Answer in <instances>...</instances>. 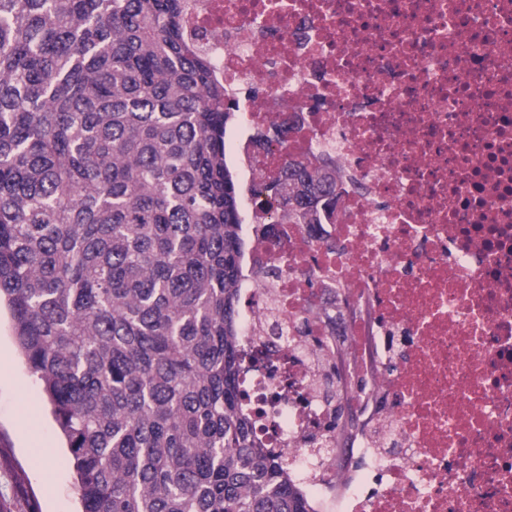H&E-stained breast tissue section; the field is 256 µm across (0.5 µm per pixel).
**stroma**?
<instances>
[{
    "label": "stroma",
    "instance_id": "stroma-1",
    "mask_svg": "<svg viewBox=\"0 0 512 512\" xmlns=\"http://www.w3.org/2000/svg\"><path fill=\"white\" fill-rule=\"evenodd\" d=\"M69 453L0 311V512H78Z\"/></svg>",
    "mask_w": 512,
    "mask_h": 512
}]
</instances>
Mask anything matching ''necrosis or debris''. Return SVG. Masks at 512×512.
<instances>
[{
	"mask_svg": "<svg viewBox=\"0 0 512 512\" xmlns=\"http://www.w3.org/2000/svg\"><path fill=\"white\" fill-rule=\"evenodd\" d=\"M182 30L240 114L262 445L312 512H512V0H184ZM290 159L335 172L328 223L259 195Z\"/></svg>",
	"mask_w": 512,
	"mask_h": 512,
	"instance_id": "1",
	"label": "necrosis or debris"
}]
</instances>
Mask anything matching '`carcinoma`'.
<instances>
[{
    "label": "carcinoma",
    "mask_w": 512,
    "mask_h": 512,
    "mask_svg": "<svg viewBox=\"0 0 512 512\" xmlns=\"http://www.w3.org/2000/svg\"><path fill=\"white\" fill-rule=\"evenodd\" d=\"M181 0H0V301L82 512H311L240 409L236 118ZM305 224L329 171L261 190Z\"/></svg>",
    "instance_id": "1"
}]
</instances>
